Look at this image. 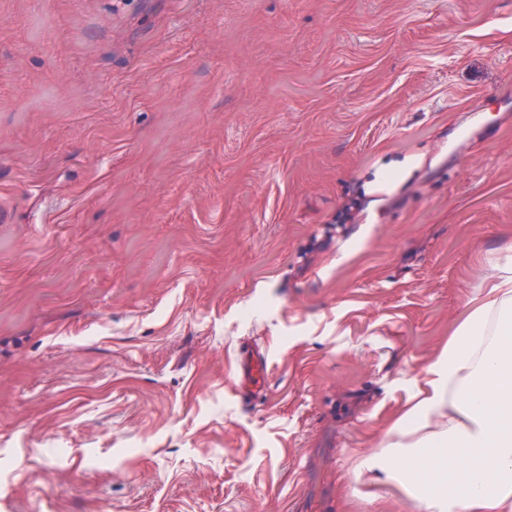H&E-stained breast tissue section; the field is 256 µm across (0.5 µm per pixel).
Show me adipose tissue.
<instances>
[{
  "instance_id": "ef3b65f1",
  "label": "adipose tissue",
  "mask_w": 512,
  "mask_h": 512,
  "mask_svg": "<svg viewBox=\"0 0 512 512\" xmlns=\"http://www.w3.org/2000/svg\"><path fill=\"white\" fill-rule=\"evenodd\" d=\"M429 372V392L360 469L398 481L423 512H512L511 262Z\"/></svg>"
}]
</instances>
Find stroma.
<instances>
[{
    "mask_svg": "<svg viewBox=\"0 0 512 512\" xmlns=\"http://www.w3.org/2000/svg\"><path fill=\"white\" fill-rule=\"evenodd\" d=\"M510 254L512 0H0V512H418ZM266 370L267 360L263 351L255 348L245 352L236 370L239 393L247 396L254 392L253 388L258 386Z\"/></svg>",
    "mask_w": 512,
    "mask_h": 512,
    "instance_id": "1",
    "label": "stroma"
}]
</instances>
